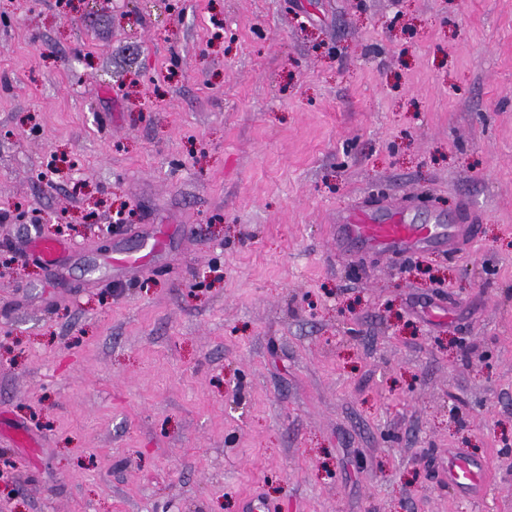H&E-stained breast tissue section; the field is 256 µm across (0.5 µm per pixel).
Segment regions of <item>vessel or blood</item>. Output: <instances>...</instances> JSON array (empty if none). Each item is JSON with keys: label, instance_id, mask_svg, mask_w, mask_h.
Instances as JSON below:
<instances>
[{"label": "vessel or blood", "instance_id": "b4317fda", "mask_svg": "<svg viewBox=\"0 0 512 512\" xmlns=\"http://www.w3.org/2000/svg\"><path fill=\"white\" fill-rule=\"evenodd\" d=\"M475 226L466 230L444 228L439 224H409L396 213L390 222H377L371 211L360 208L340 216L336 226V246L340 249L362 248L392 254H402L429 246L442 238L456 244L461 234H475ZM448 483L459 492L469 493L485 486V471L478 462L459 454L448 457Z\"/></svg>", "mask_w": 512, "mask_h": 512}]
</instances>
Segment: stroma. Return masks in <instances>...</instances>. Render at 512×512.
Instances as JSON below:
<instances>
[{"mask_svg": "<svg viewBox=\"0 0 512 512\" xmlns=\"http://www.w3.org/2000/svg\"><path fill=\"white\" fill-rule=\"evenodd\" d=\"M0 253V512H512V0H0ZM402 214L394 213L390 223L377 222L368 208L344 214L336 224V247L404 254L442 238L445 243L448 239V251H452L460 239L459 226L446 230L441 224H407ZM448 484L469 493L485 486V471L478 462L459 454L448 455Z\"/></svg>", "mask_w": 512, "mask_h": 512, "instance_id": "1", "label": "stroma"}]
</instances>
